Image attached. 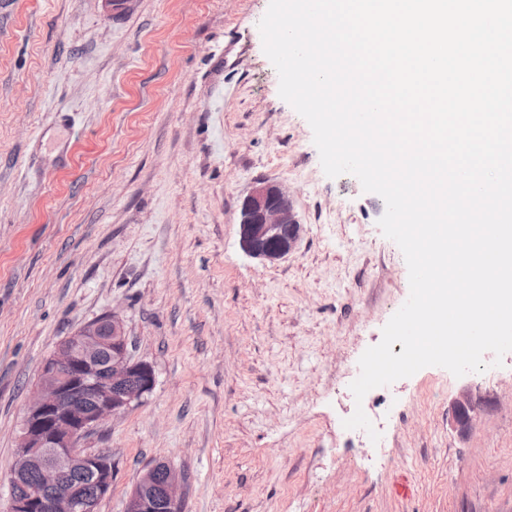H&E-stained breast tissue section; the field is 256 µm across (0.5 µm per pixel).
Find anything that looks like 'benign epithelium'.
I'll return each mask as SVG.
<instances>
[{
  "instance_id": "obj_1",
  "label": "benign epithelium",
  "mask_w": 512,
  "mask_h": 512,
  "mask_svg": "<svg viewBox=\"0 0 512 512\" xmlns=\"http://www.w3.org/2000/svg\"><path fill=\"white\" fill-rule=\"evenodd\" d=\"M304 227L286 190L258 182L241 205L240 243L244 251L274 264L290 255ZM153 365L136 360L122 319L109 314L91 320L62 340L45 359L25 405L21 434L9 470L18 484L31 472L35 489L12 493L6 512H95L97 499L84 498L66 480L69 471L88 473L98 499L112 491L110 455L91 452L84 439L125 414L152 393ZM459 433L473 426L471 390L463 388L450 406ZM162 485H157L158 477ZM183 474L167 462L147 466L125 500L124 512H183Z\"/></svg>"
}]
</instances>
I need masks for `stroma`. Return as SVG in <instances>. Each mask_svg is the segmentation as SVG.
Listing matches in <instances>:
<instances>
[{
    "instance_id": "35a3bbf8",
    "label": "stroma",
    "mask_w": 512,
    "mask_h": 512,
    "mask_svg": "<svg viewBox=\"0 0 512 512\" xmlns=\"http://www.w3.org/2000/svg\"><path fill=\"white\" fill-rule=\"evenodd\" d=\"M268 6L0 0V512L45 358L112 312L156 385L84 441L115 463L97 512H122L158 461L184 473V512H512V351L350 390L408 268L377 225L384 200L327 177L280 97ZM262 180L304 226L275 264L240 245ZM465 385L461 435L448 407ZM358 406L384 447L340 428ZM451 426L459 433H467L473 426V398L469 388H462L450 406Z\"/></svg>"
}]
</instances>
